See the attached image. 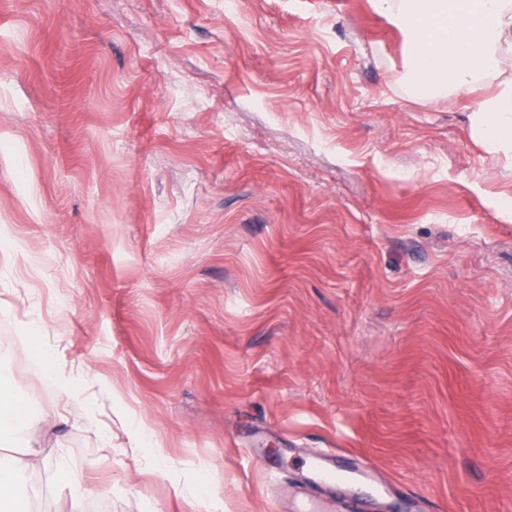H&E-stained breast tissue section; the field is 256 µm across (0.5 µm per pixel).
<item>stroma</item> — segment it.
Returning a JSON list of instances; mask_svg holds the SVG:
<instances>
[{
  "mask_svg": "<svg viewBox=\"0 0 512 512\" xmlns=\"http://www.w3.org/2000/svg\"><path fill=\"white\" fill-rule=\"evenodd\" d=\"M507 82L421 103L369 0H0L34 512L69 471L82 512H293L325 448L375 463L357 512H512V160L470 128Z\"/></svg>",
  "mask_w": 512,
  "mask_h": 512,
  "instance_id": "1",
  "label": "stroma"
}]
</instances>
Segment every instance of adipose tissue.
Returning <instances> with one entry per match:
<instances>
[{
	"mask_svg": "<svg viewBox=\"0 0 512 512\" xmlns=\"http://www.w3.org/2000/svg\"><path fill=\"white\" fill-rule=\"evenodd\" d=\"M370 2L402 31L408 87L421 100L469 88L478 73L512 63V0ZM471 126L490 152L512 157V84L483 100ZM39 465L36 453L0 445V512H26L18 482Z\"/></svg>",
	"mask_w": 512,
	"mask_h": 512,
	"instance_id": "obj_1",
	"label": "adipose tissue"
}]
</instances>
